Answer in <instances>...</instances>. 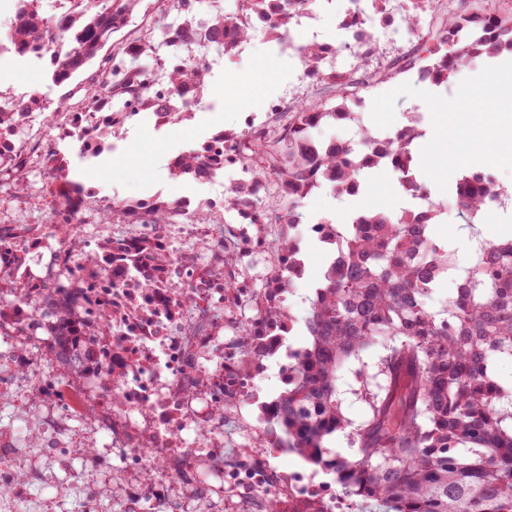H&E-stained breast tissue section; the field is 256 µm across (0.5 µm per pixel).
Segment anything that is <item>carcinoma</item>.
I'll return each mask as SVG.
<instances>
[{"instance_id": "carcinoma-1", "label": "carcinoma", "mask_w": 512, "mask_h": 512, "mask_svg": "<svg viewBox=\"0 0 512 512\" xmlns=\"http://www.w3.org/2000/svg\"><path fill=\"white\" fill-rule=\"evenodd\" d=\"M312 10L331 0H279L285 22L294 18L298 2ZM180 17L179 26L193 60L183 68L168 67L164 88L151 85L162 67L161 32L165 25L143 29L132 44L100 51L111 35L125 27L142 0H70L64 14L48 15L41 0H27L24 24L11 28L7 39L24 44L35 33L55 28L67 43L65 64L52 67L51 80L62 85L93 60L94 76L83 86L81 99L92 100L107 90L131 98L139 114L175 125L193 115L185 97L202 90L210 75L208 45L228 50L227 34L237 42L250 30L236 25L238 13L224 12L221 0L209 4L208 44L198 41L193 19L182 13V0H160ZM393 0H371L372 12L353 21L363 45L344 39L357 65L335 75L324 70L329 43L301 44L296 53L304 75L324 85L325 97L300 100L289 110L288 126L249 127L233 134L231 156L244 167L245 178L274 182L280 204L267 210L273 224L304 223L303 200L327 185L339 196L360 193L369 171H391L404 194L426 201V207L385 213L364 210L356 224L345 225L338 255L322 274L306 318L308 345L296 365V381L278 399L279 422L286 447L311 464L335 472L362 498L387 505L386 512H512V381L494 372L500 358H512V234L481 240L466 265L454 251L437 242L431 225L450 207L466 224L483 213L489 195L505 189L491 174H461L446 200H433L415 169L413 143L425 131L423 116L403 124L374 142L365 131L354 141L308 137L318 126L345 122L349 103L374 82L414 73L435 86L476 58L512 55V9L501 0H401L398 11L416 41L377 70H370L378 46L376 22L388 19ZM428 16L427 28L421 27ZM119 62L112 87L99 78ZM195 151L171 167L177 179L202 174ZM178 203L155 201L150 223L169 224ZM197 224H222L224 212L202 207ZM448 280L456 288L434 310L429 302ZM81 309L61 304L37 310V327L47 317L62 325L74 322ZM384 352L378 371L363 385L368 414L357 426L344 416L337 396L338 371L366 350ZM354 428V456L327 447L329 436Z\"/></svg>"}]
</instances>
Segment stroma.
I'll return each instance as SVG.
<instances>
[{"instance_id": "obj_1", "label": "stroma", "mask_w": 512, "mask_h": 512, "mask_svg": "<svg viewBox=\"0 0 512 512\" xmlns=\"http://www.w3.org/2000/svg\"><path fill=\"white\" fill-rule=\"evenodd\" d=\"M232 62L240 74L249 76L248 95L251 106L242 107L229 102L224 111L196 110L191 118L164 128H156L153 118L145 116L130 127L123 141L122 153H109L96 160L82 162L74 183L79 187L99 189L101 195L124 201L160 197L173 200L180 197L204 198L225 192L217 184L204 188L188 176L172 180L158 173L160 156L176 153L192 146L204 129L220 128L238 132L244 127V116H254L263 121L270 105H291L303 97L321 96L322 91L303 76V67L297 57L275 56L270 45L258 36H251L243 51L233 52ZM0 70L10 72V87L25 88L47 95L50 104L65 98L72 86L87 81L94 73V66H87L73 75L69 83L55 85L49 75L29 72L21 68L0 65ZM486 66L469 67L451 79L444 94V105L435 122L446 125L448 137L435 145H416L415 151L424 179L431 180L438 173L443 160L453 159L457 164L470 163L471 150L476 140L486 137L488 127L476 121L470 113L459 111L462 101L473 94H483L494 114L507 111L505 90L512 80L482 84ZM423 81L416 75L402 74L394 79L372 86L361 94L360 106L368 112L372 124L388 128L406 123L408 117L423 111L421 92ZM400 189L392 173L378 169L367 178L359 200L366 209L387 213L397 211ZM379 350L363 352L359 358L348 361L338 373L337 393L343 414L352 422L360 423L367 414V405L359 396L360 377L375 373ZM32 449L38 450L42 463L52 472V481L37 484L21 480L11 492L12 497L37 504L47 498L55 499L57 512H122V496L112 490L105 475L120 477L126 468V459L118 452H101L99 447L73 453L68 465L58 462L59 450L55 432L47 425L33 429L30 439Z\"/></svg>"}]
</instances>
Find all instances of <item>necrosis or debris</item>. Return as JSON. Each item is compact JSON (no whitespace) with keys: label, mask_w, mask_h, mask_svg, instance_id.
I'll list each match as a JSON object with an SVG mask.
<instances>
[{"label":"necrosis or debris","mask_w":512,"mask_h":512,"mask_svg":"<svg viewBox=\"0 0 512 512\" xmlns=\"http://www.w3.org/2000/svg\"><path fill=\"white\" fill-rule=\"evenodd\" d=\"M272 0L244 11L242 26L266 33L275 29L274 50H294V25L275 27ZM62 41L48 31L39 49L0 42V59L24 66L40 59L59 62ZM40 97L0 92V111L18 113V120L0 128V187L39 172L42 199L63 192L58 176L63 152L84 156L127 104L103 94L87 106L47 121ZM271 183L253 187L249 198L225 204L218 197L203 204L229 206L231 224H197L192 215L201 202L181 199L170 224L149 221L145 200L128 202L123 223L100 226L106 202L93 190L69 197L74 228L58 236L54 224L32 233L21 220L0 212V272L9 275L5 289L11 305L0 320V346L10 349L14 365L31 366L27 384L0 389V399L24 416L52 424L67 448L96 443L100 430L122 451L128 467L121 487H134L127 512H146L161 494L176 490L178 475L206 487V498L194 500L193 512H243L258 500L274 496L278 512H352L354 496L335 473L316 474L301 466L280 469L285 436L275 429V400H261L269 381L288 385L306 347L305 320L275 322L272 306L289 308L300 291L301 269L289 267L281 227L266 223L265 199ZM203 244L209 263L191 260L188 248ZM98 248V267L84 266L88 248ZM165 255L168 262L155 288L143 291L130 267L143 248ZM238 258L224 267L225 253ZM80 285V301L96 310V321L108 324L107 335L88 339L80 327L69 326L71 344L88 351L77 371L60 379L47 376L54 359L52 336L31 325L35 308L55 293L60 277ZM193 291L196 301L183 300ZM249 374H242V364ZM223 416H216V407ZM83 420L81 431L69 428L72 416ZM252 418L259 449L224 453V426ZM18 427L0 430V475L26 473L35 483L47 475L39 456L24 447ZM150 469L149 480L140 472Z\"/></svg>","instance_id":"1"}]
</instances>
